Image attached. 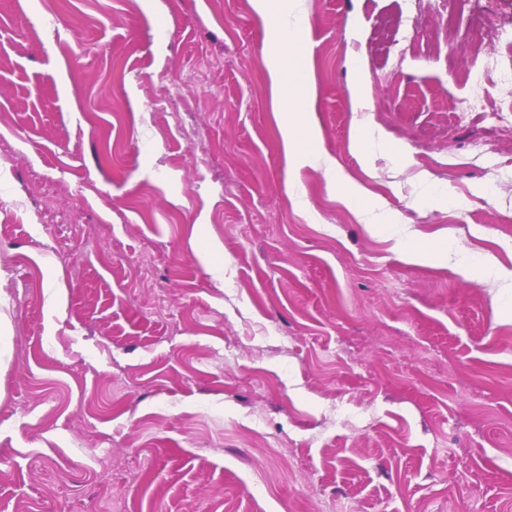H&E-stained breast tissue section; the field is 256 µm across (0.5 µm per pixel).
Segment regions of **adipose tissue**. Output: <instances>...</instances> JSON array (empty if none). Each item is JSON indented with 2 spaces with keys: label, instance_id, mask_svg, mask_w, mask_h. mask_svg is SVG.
Returning <instances> with one entry per match:
<instances>
[{
  "label": "adipose tissue",
  "instance_id": "adipose-tissue-1",
  "mask_svg": "<svg viewBox=\"0 0 512 512\" xmlns=\"http://www.w3.org/2000/svg\"><path fill=\"white\" fill-rule=\"evenodd\" d=\"M298 88L291 108L279 115V127L291 172H299L307 166H322L325 170L330 191L344 201L354 204L360 220L368 229H382L392 242V249L410 264L441 263L447 258L446 251L435 250L411 225L388 221L380 206L372 202L365 189L344 176L337 162L322 158L308 149L306 142L318 136L317 120L310 103L313 91L306 81V75L297 71L293 74Z\"/></svg>",
  "mask_w": 512,
  "mask_h": 512
}]
</instances>
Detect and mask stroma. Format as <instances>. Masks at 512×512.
Returning <instances> with one entry per match:
<instances>
[{
  "mask_svg": "<svg viewBox=\"0 0 512 512\" xmlns=\"http://www.w3.org/2000/svg\"><path fill=\"white\" fill-rule=\"evenodd\" d=\"M485 4L489 46L450 35L466 0H298V63L252 0H0V512H512V317L477 269L512 268V0ZM273 59L316 153L447 263L322 167L294 206ZM292 80L300 91L293 95L294 101L288 112L278 113L281 138L291 173L295 174L306 166H323L330 191L354 204L360 221L369 230L383 229L388 239L393 242L392 250L402 259L410 264L444 263L450 240L447 243L446 239L444 250L437 251L411 225L398 224L400 222L397 219L387 218L381 212L380 206L368 198L362 186L341 173L334 159L317 156L308 149L304 140L297 137L296 129L301 127L306 130L308 138L314 140L318 136V128L315 114L310 107L313 91L307 84L305 71L296 70Z\"/></svg>",
  "mask_w": 512,
  "mask_h": 512,
  "instance_id": "obj_1",
  "label": "stroma"
}]
</instances>
